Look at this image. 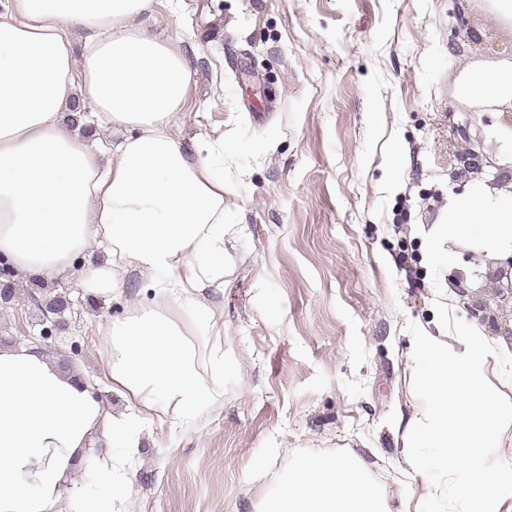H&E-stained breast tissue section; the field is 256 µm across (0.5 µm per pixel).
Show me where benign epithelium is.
Masks as SVG:
<instances>
[{
	"label": "benign epithelium",
	"mask_w": 512,
	"mask_h": 512,
	"mask_svg": "<svg viewBox=\"0 0 512 512\" xmlns=\"http://www.w3.org/2000/svg\"><path fill=\"white\" fill-rule=\"evenodd\" d=\"M448 137L461 144L455 153L461 173H475L486 176L485 185L492 192H512V154L499 153L485 143V138L475 116L456 122L448 114ZM486 271H461L458 284L461 292L467 288L493 291L500 305L512 308V256L484 259ZM16 270L7 261L0 259V307L9 305L15 296L14 278ZM71 302L64 296H57L44 305H38L43 318L42 338L54 335L61 327V317L70 308Z\"/></svg>",
	"instance_id": "obj_1"
}]
</instances>
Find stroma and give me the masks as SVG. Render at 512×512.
<instances>
[{
	"label": "stroma",
	"instance_id": "obj_1",
	"mask_svg": "<svg viewBox=\"0 0 512 512\" xmlns=\"http://www.w3.org/2000/svg\"><path fill=\"white\" fill-rule=\"evenodd\" d=\"M152 31L194 71L185 136L220 129L234 147L224 197L244 232L227 242L224 290L211 297L224 404L194 426L144 432L134 492L116 512H256L269 473L305 451L361 456L398 512L411 336L443 312L478 323L471 305L491 298L454 288L466 250L445 263L430 253L449 199L479 182L453 173L448 117L479 115L487 143L505 146L512 108L462 98L458 79L511 60L512 30L488 0H156ZM406 248L419 280L406 277ZM122 278L112 297L84 288L76 268L49 282L17 275L0 349L39 347L110 413L127 412L101 378L97 335L140 283L133 270ZM61 294L73 307L43 339L39 306Z\"/></svg>",
	"mask_w": 512,
	"mask_h": 512
}]
</instances>
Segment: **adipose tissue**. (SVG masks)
Here are the masks:
<instances>
[{"label":"adipose tissue","mask_w":512,"mask_h":512,"mask_svg":"<svg viewBox=\"0 0 512 512\" xmlns=\"http://www.w3.org/2000/svg\"><path fill=\"white\" fill-rule=\"evenodd\" d=\"M155 0H0V256L51 280L103 246L85 288L140 286L123 316L99 329L102 372L131 410L63 376L32 347L0 350V512H112L132 491V462L155 423L194 424L224 401V331L207 291L224 288L223 132L181 131L193 72L186 54L153 34ZM462 97L512 103V61L470 69ZM89 108L118 135L111 153L84 145L65 123ZM467 240L474 254L512 253V194L475 185L452 199L433 246ZM413 411L398 422L417 482L403 512H512V403L503 351L479 329L419 328L409 355ZM106 425L112 448L84 456ZM91 488L63 486L78 457ZM260 512H390L361 457L301 453L276 477Z\"/></svg>","instance_id":"adipose-tissue-1"}]
</instances>
